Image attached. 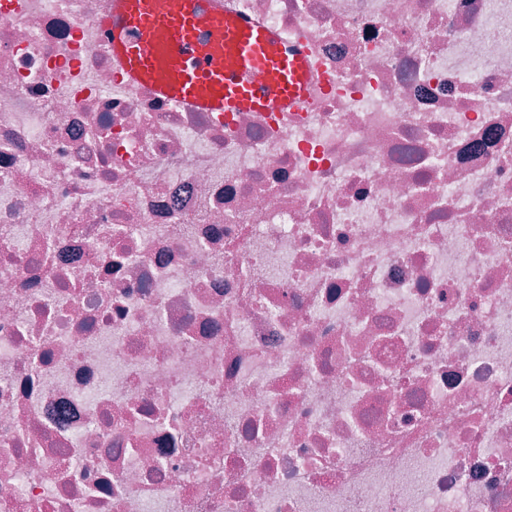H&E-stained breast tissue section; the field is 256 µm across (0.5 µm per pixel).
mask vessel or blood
<instances>
[{
  "mask_svg": "<svg viewBox=\"0 0 512 512\" xmlns=\"http://www.w3.org/2000/svg\"><path fill=\"white\" fill-rule=\"evenodd\" d=\"M130 85L206 112H277L309 96L303 50L215 0H112L95 21Z\"/></svg>",
  "mask_w": 512,
  "mask_h": 512,
  "instance_id": "obj_1",
  "label": "vessel or blood"
}]
</instances>
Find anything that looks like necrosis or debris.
I'll use <instances>...</instances> for the list:
<instances>
[{
	"label": "necrosis or debris",
	"mask_w": 512,
	"mask_h": 512,
	"mask_svg": "<svg viewBox=\"0 0 512 512\" xmlns=\"http://www.w3.org/2000/svg\"><path fill=\"white\" fill-rule=\"evenodd\" d=\"M224 7L311 105L0 0V512H512V0Z\"/></svg>",
	"instance_id": "1"
}]
</instances>
